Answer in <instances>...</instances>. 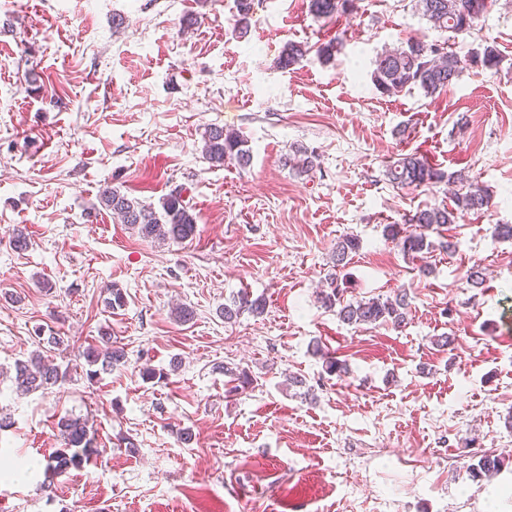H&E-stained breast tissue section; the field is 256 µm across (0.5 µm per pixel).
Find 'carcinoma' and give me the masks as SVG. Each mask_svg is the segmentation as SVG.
Listing matches in <instances>:
<instances>
[{
  "label": "carcinoma",
  "instance_id": "obj_1",
  "mask_svg": "<svg viewBox=\"0 0 512 512\" xmlns=\"http://www.w3.org/2000/svg\"><path fill=\"white\" fill-rule=\"evenodd\" d=\"M473 0H416V8L422 16L443 31L453 35L469 33L475 29L483 16L471 8ZM353 0H309L308 8L316 18H332L346 13ZM254 14L253 0H236V13L233 15V30L238 38L246 37L250 31ZM310 48L300 43H290L282 50L277 65L288 70L300 63ZM503 56L493 43H486L481 49L469 56H460L448 43L432 44L423 38H413L405 45L386 51L374 61L372 81L378 91L387 96L396 95L405 89L415 87L426 96H433L448 88L459 79L463 71L471 66H481L488 70H498ZM201 152L214 167H221L226 161H233L239 167L250 165L251 151L247 139L237 132H229L220 126L207 128L202 137ZM284 165L298 175H307L316 167L315 155L297 147L283 158ZM385 176L396 186L418 188L435 183L444 178L441 170L431 165L426 158L416 154H402L386 165ZM456 182L463 191L454 192L453 207H427L405 216L404 223L413 227L408 230L398 224L385 227L386 237L391 239L407 256L414 258L430 250L432 243L427 241L425 231L445 224H455L462 213L479 209L489 204L487 189L479 183L459 176ZM99 202L111 212L112 218L120 224H126L137 230L143 238L171 240L183 243L194 237L197 216L183 194L175 189L162 198L161 210L146 204L137 198H131L120 188L107 186L100 192ZM361 247L360 239L354 235L343 237L336 244L335 271L328 275L326 288L318 298L327 309L336 310V316L348 325L375 324L391 322L400 327L405 323L410 298L404 291H398L385 299L347 301L344 298L345 275L342 269L347 257ZM105 306L118 310L126 306L125 291L114 284L106 288ZM266 301L263 297H253L242 291L224 304V322L231 323L242 314L259 316L265 313ZM87 378L93 380L112 370L126 360L123 347L105 341L101 347L90 348L85 354ZM216 369L230 377L231 390H238L235 382L251 385L254 379L248 377L246 370L233 369L226 365ZM67 371L54 364H48L39 354H33L26 360L14 364L12 382L18 392L27 394L49 387L65 380ZM61 447L47 458L46 473L56 476L70 468H79L100 455L95 433L91 432L87 421L80 417L64 418L58 423ZM505 464V458L494 454H484L470 465V474L474 478L490 476L499 472Z\"/></svg>",
  "mask_w": 512,
  "mask_h": 512
}]
</instances>
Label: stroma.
I'll return each instance as SVG.
<instances>
[{"label": "stroma", "instance_id": "35a3bbf8", "mask_svg": "<svg viewBox=\"0 0 512 512\" xmlns=\"http://www.w3.org/2000/svg\"><path fill=\"white\" fill-rule=\"evenodd\" d=\"M354 2L318 19L308 0H254L241 40L235 0H0V369L38 351L68 371L28 395L0 382V512H512V240L493 235L512 224V0H492L453 45L495 43L500 71L467 69L431 97L383 95L371 73L384 48L442 31L412 0ZM340 31L342 49L318 59ZM290 42L312 51L283 71ZM211 125L247 138L249 167L203 159ZM295 146L314 151L312 173L283 166ZM407 153L491 195L431 232L427 276L383 229L452 196L444 181L393 187L385 166ZM107 185L156 207L184 189L195 237L142 238L101 207ZM349 234L361 248L346 299L406 290L404 327L349 326L318 301ZM114 283L117 311L103 302ZM243 289L265 314L225 322ZM180 304L191 321L174 317ZM105 335L127 362L88 380L83 354ZM326 354L349 375L326 374ZM223 364L255 387L229 392ZM146 367L163 379L143 380ZM71 416L88 419L100 456L53 478L19 472L56 450ZM484 453L509 463L472 479Z\"/></svg>", "mask_w": 512, "mask_h": 512}]
</instances>
